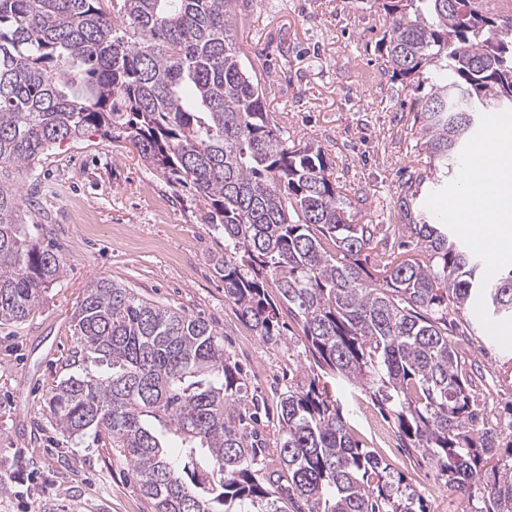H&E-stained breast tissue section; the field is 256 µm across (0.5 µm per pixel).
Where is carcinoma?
I'll return each instance as SVG.
<instances>
[{"label":"carcinoma","instance_id":"carcinoma-1","mask_svg":"<svg viewBox=\"0 0 512 512\" xmlns=\"http://www.w3.org/2000/svg\"><path fill=\"white\" fill-rule=\"evenodd\" d=\"M236 0H0V324L36 313L66 259L19 230L18 182L53 146L93 130L194 191L224 235V297L265 342L288 317L310 375L280 393L277 468L267 466L224 339L199 316L106 277L72 314L79 371L51 391L56 428L89 431L131 467L151 512H427L421 495L356 441L320 376L361 386L478 512H512V450L482 473L495 432L474 399L448 314L479 302L512 317V269L495 284L415 210L426 183L460 163L478 115L512 108V16L470 0H374L386 21L375 66L413 92L427 165L404 181L387 247L377 224H348L321 147L288 146L232 34ZM375 252L367 269L361 255Z\"/></svg>","mask_w":512,"mask_h":512}]
</instances>
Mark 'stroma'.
<instances>
[{
  "label": "stroma",
  "instance_id": "35a3bbf8",
  "mask_svg": "<svg viewBox=\"0 0 512 512\" xmlns=\"http://www.w3.org/2000/svg\"><path fill=\"white\" fill-rule=\"evenodd\" d=\"M234 13L238 46L267 65L266 105L289 144L322 148L350 223H394L401 184L427 157L413 93L374 73L377 35L367 10L350 0H238ZM19 205L29 237L52 242L67 265L33 317L0 325V459L11 471L0 512H151L130 467L93 434L56 432L48 408L77 347L71 313L99 277L202 317L223 336L250 393L265 400L269 420L260 430L268 460L277 459L272 418L280 390L306 364L303 338L294 326L273 346L242 321L215 270L224 240L190 192L151 174L128 145L91 133L53 147L21 175ZM448 320L462 360L482 370L477 399L490 422L511 418L512 319L488 316L476 302ZM332 394L363 447L400 472L430 512L479 508L449 494L433 465L404 448L393 417L369 394L341 379Z\"/></svg>",
  "mask_w": 512,
  "mask_h": 512
}]
</instances>
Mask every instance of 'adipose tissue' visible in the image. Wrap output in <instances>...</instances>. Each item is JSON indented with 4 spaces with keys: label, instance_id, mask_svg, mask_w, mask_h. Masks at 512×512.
Instances as JSON below:
<instances>
[{
    "label": "adipose tissue",
    "instance_id": "adipose-tissue-1",
    "mask_svg": "<svg viewBox=\"0 0 512 512\" xmlns=\"http://www.w3.org/2000/svg\"><path fill=\"white\" fill-rule=\"evenodd\" d=\"M489 144L475 149L462 192L448 215L474 246L495 259L512 255V114L489 115Z\"/></svg>",
    "mask_w": 512,
    "mask_h": 512
}]
</instances>
